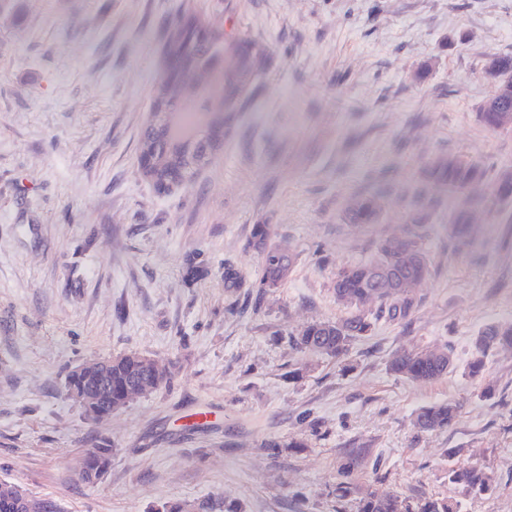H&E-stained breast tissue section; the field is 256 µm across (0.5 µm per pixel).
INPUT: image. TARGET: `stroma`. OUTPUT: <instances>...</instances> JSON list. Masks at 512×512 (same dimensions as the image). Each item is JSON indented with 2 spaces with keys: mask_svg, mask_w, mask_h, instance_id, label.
Listing matches in <instances>:
<instances>
[{
  "mask_svg": "<svg viewBox=\"0 0 512 512\" xmlns=\"http://www.w3.org/2000/svg\"><path fill=\"white\" fill-rule=\"evenodd\" d=\"M186 14L263 53L223 148L160 194L138 142L163 29ZM495 54H512V0H0V484L53 512L215 494L242 512H356L335 494L351 457L356 493L512 512V351L490 355L484 379L466 372L478 329L512 323V204L475 208L473 237L457 240L459 197L422 177L448 155L512 170V130L477 119ZM361 194L377 224L346 220ZM432 197L414 312L379 321L344 360L297 352L304 325L347 315L337 270L409 230ZM257 224L295 256L262 293ZM447 346L456 368L437 381L388 368L395 351ZM130 352L172 362L169 384L89 422L67 374ZM448 400L455 423L417 432L416 412ZM102 443L112 467L85 482L82 457ZM458 461L491 474L493 493L450 484Z\"/></svg>",
  "mask_w": 512,
  "mask_h": 512,
  "instance_id": "35a3bbf8",
  "label": "stroma"
}]
</instances>
